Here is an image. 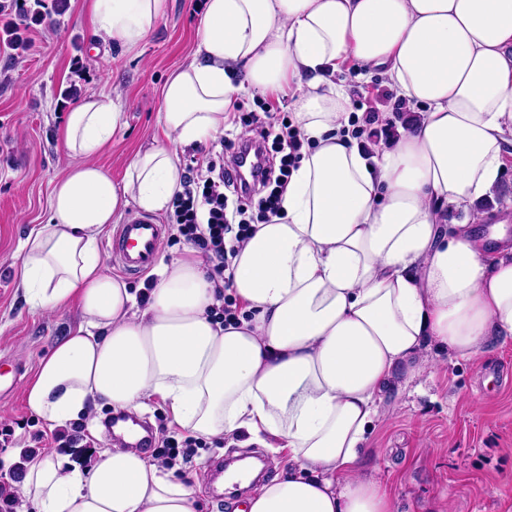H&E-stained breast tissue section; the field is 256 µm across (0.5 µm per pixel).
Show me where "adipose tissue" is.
<instances>
[{"label": "adipose tissue", "instance_id": "ef3b65f1", "mask_svg": "<svg viewBox=\"0 0 512 512\" xmlns=\"http://www.w3.org/2000/svg\"><path fill=\"white\" fill-rule=\"evenodd\" d=\"M166 0H88L95 50L139 48ZM192 59L162 89L152 140L113 180L96 158L126 124L92 92L59 131L77 157L22 254L26 303L77 300L80 321L23 388L53 428L101 407L140 414L161 401L206 440L249 435L288 451V468L234 512H395L360 459L388 388L419 376L428 344L470 359L512 338V237L482 200L512 165V0H205ZM376 72L418 104L389 139L351 136L346 65ZM295 87L300 158L280 210L242 242L232 284L186 253L145 294L112 276L99 239L129 206L160 215L182 187L180 154L223 130L241 95ZM466 213L465 222L448 213ZM232 290L240 312L210 315ZM101 441L30 456L13 483L18 512H201L182 479L137 448Z\"/></svg>", "mask_w": 512, "mask_h": 512}]
</instances>
